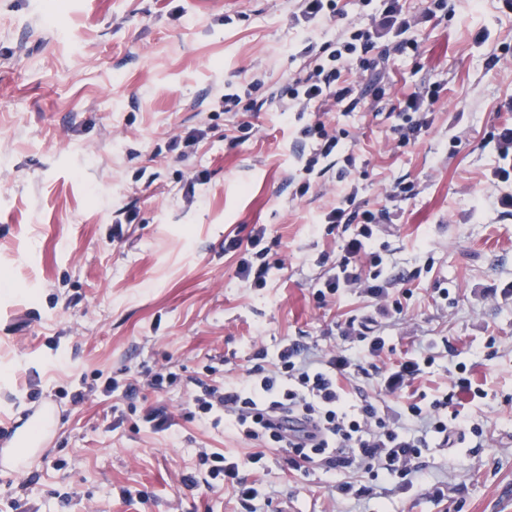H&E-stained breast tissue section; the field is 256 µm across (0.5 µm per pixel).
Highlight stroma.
I'll use <instances>...</instances> for the list:
<instances>
[{
	"instance_id": "1",
	"label": "stroma",
	"mask_w": 512,
	"mask_h": 512,
	"mask_svg": "<svg viewBox=\"0 0 512 512\" xmlns=\"http://www.w3.org/2000/svg\"><path fill=\"white\" fill-rule=\"evenodd\" d=\"M447 3L419 33V53L392 61L380 111L335 105L298 121L283 116L281 94L314 62L290 0H0V436L28 422L39 397L61 407L25 472H0V512H245L231 488L181 482L202 451L255 450L184 415L189 381L246 378L259 348L291 339L357 354L342 330L366 316L386 338L378 367L433 348L416 392L441 396L470 369L482 395L464 410L468 427L430 450L412 491L378 479L358 500L268 450L245 473L271 497L261 512H512V207L500 202L512 180L489 184L498 134L512 127V0ZM256 78L265 105L241 142L223 94ZM435 87L430 128L388 152L393 100ZM317 117L340 138L338 160L353 162L356 206L392 213L374 249L401 314L380 315L357 289L323 307L313 298L350 237L316 223L340 169L292 196L296 156L312 148L300 128ZM193 130L204 133L196 153L168 151L171 134ZM192 169L206 180L190 204ZM398 182L414 195L386 202ZM122 210L135 222L117 225ZM261 224L273 268L252 288L224 243ZM164 365L176 384L151 388ZM112 379L118 391L102 396ZM129 383L140 387L132 402ZM158 406L173 416L162 432L144 420Z\"/></svg>"
}]
</instances>
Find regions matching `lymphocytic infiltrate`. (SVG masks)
<instances>
[{"label":"lymphocytic infiltrate","instance_id":"1","mask_svg":"<svg viewBox=\"0 0 512 512\" xmlns=\"http://www.w3.org/2000/svg\"><path fill=\"white\" fill-rule=\"evenodd\" d=\"M363 13L349 23L336 39L332 50L306 42L305 54L320 62L288 86V109L307 112L311 105L344 104L346 111L375 110L387 94L382 78H374L361 90L350 81L352 69L377 71L388 66L392 55L418 52L417 27L436 17L446 7L445 0H421L417 11H409L404 0H361ZM439 99L438 90L427 98L409 97L393 112L398 119L393 131L395 145L402 148L415 143L428 126L427 114ZM302 134L313 140L309 156L299 157L304 178L295 189L296 197L306 196L320 162L336 166L337 136L329 134L322 120L304 127ZM355 192L344 193L320 214L322 224L339 227L352 225L345 254L316 289L318 304L342 290L356 288L367 296L386 301L388 280L383 274V258L370 248L377 227L389 213L381 209H354ZM259 358H272L271 367H256L246 379L220 384L198 383L190 401L191 417L212 424H224L232 433L244 434L258 449L246 458L229 457L218 452L202 453L204 471L201 480L208 488L231 486L249 512H258L257 488L241 477V470L260 463L267 449L284 452L289 464L319 461L326 470L336 472L339 494L359 498L362 489L348 480V472L361 470L372 477L400 476L408 486L420 483L421 459L433 443L447 444L457 427L467 419L460 408L482 393L471 379L458 378L456 391L429 401L403 398L404 390L431 365L432 356L420 355L399 369L380 373L377 396L358 390L354 384L359 364L344 356L329 358L311 353L299 341L283 342L276 354L259 348ZM400 400L394 416H386L378 404V395Z\"/></svg>","mask_w":512,"mask_h":512}]
</instances>
